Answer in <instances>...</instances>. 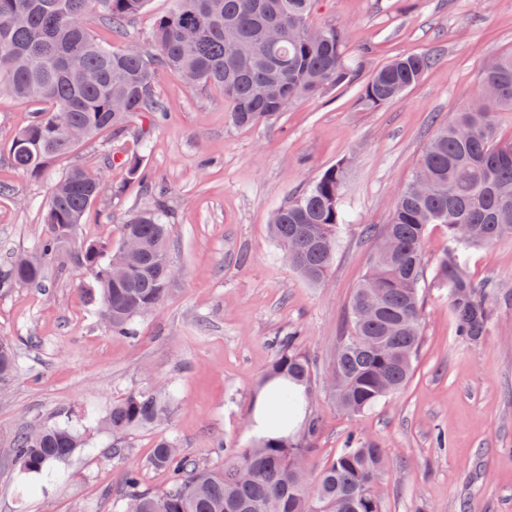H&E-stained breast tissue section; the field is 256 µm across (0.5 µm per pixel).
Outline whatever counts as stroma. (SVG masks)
Listing matches in <instances>:
<instances>
[{
    "mask_svg": "<svg viewBox=\"0 0 512 512\" xmlns=\"http://www.w3.org/2000/svg\"><path fill=\"white\" fill-rule=\"evenodd\" d=\"M308 23L341 32L358 81L298 101L266 126H234L219 92L186 88L163 70L157 92L167 120L139 117L35 178L8 155L35 106L0 94V263L36 246L56 180L78 165L102 185L79 240L119 244L122 224L160 203L175 270L166 300L138 318L132 337L108 331L84 275L71 265H49L41 284L0 296V337L18 352L16 374L0 382V512H121L125 466L138 470L142 488L167 485V473L151 462L163 433L174 435L186 456L223 466L225 455L249 445L253 398L273 342L291 330L313 361L316 382L306 409L319 422L306 462L310 477L355 432L376 440L387 460L377 485L383 512H512V238L467 260L471 279L491 291L490 327L479 343L456 336L447 298L428 287L423 346L404 389L352 417L322 385L351 294L371 261L362 230L389 223L438 124L473 98L489 57L512 53V0H316ZM415 52L434 54L436 65L399 100L364 110L361 83ZM138 152L164 196L109 161ZM341 160L348 163L349 224L331 270L313 285L289 266L269 225L282 204ZM142 387L177 392L162 428L129 432L117 461L111 434L90 425V451L61 465L44 490L24 489L12 463L19 432L65 423L86 409L105 415Z\"/></svg>",
    "mask_w": 512,
    "mask_h": 512,
    "instance_id": "1",
    "label": "stroma"
}]
</instances>
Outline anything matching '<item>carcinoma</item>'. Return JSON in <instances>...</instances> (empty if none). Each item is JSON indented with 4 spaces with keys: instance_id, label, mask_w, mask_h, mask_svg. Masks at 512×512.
Instances as JSON below:
<instances>
[{
    "instance_id": "carcinoma-1",
    "label": "carcinoma",
    "mask_w": 512,
    "mask_h": 512,
    "mask_svg": "<svg viewBox=\"0 0 512 512\" xmlns=\"http://www.w3.org/2000/svg\"><path fill=\"white\" fill-rule=\"evenodd\" d=\"M147 0H0V93L38 105L13 137V166L38 177L80 142L123 130L137 116L161 120L156 90L162 68L195 75L196 88L220 91L229 120L251 128L272 120L302 99H316L353 84L358 68L344 53L340 34L324 27L311 33L307 19L315 0H173L147 44L114 49L86 27L88 12L123 36ZM436 63L429 53L395 58L377 68L360 89V104L377 109L398 100ZM512 112V54L492 58L474 102L441 127L424 151L410 183L397 195L381 234L393 252H374L354 289L343 335L325 376L330 394L350 416H359L411 379L421 348L420 319L425 282L423 244L428 228L441 224L448 248L439 257L433 285L448 292L456 335L477 342L489 329L487 288L468 276L464 252L512 237V139L497 135L495 117ZM129 179L145 176L138 155L121 160ZM347 162L324 171L298 197L275 213L270 233L288 263L308 282H322L336 258L346 224L343 185ZM98 177L73 166L55 183L43 212L44 234L29 255L0 264V295L40 283L47 265L73 256L93 288L99 316L115 336L134 335L138 318L164 302L170 263V225L158 206L121 228L139 242L123 254L112 243L89 241L73 254L72 240L95 201ZM276 354L260 386L270 388L290 417L276 421L274 436H261L222 467L187 459L170 436L158 438L152 463L166 471L161 491L140 490L139 473L128 468L123 510L133 512H382L376 485L385 467L378 443L351 434L309 486L301 465L315 448L318 422L293 431V416L311 402L312 360L290 331L275 340ZM17 358L0 338V381L11 378ZM175 393L136 388L112 404L102 420L113 439L112 458H124L119 440L166 418ZM82 419L21 432L12 456L28 478L50 476L58 464L86 447Z\"/></svg>"
}]
</instances>
